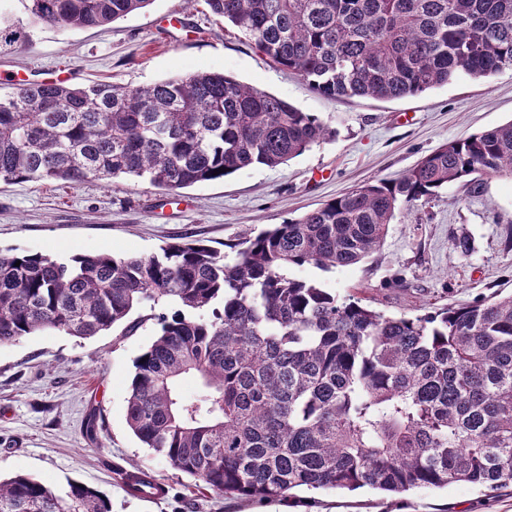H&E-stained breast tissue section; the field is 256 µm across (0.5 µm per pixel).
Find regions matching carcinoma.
I'll use <instances>...</instances> for the list:
<instances>
[{
    "label": "carcinoma",
    "mask_w": 512,
    "mask_h": 512,
    "mask_svg": "<svg viewBox=\"0 0 512 512\" xmlns=\"http://www.w3.org/2000/svg\"><path fill=\"white\" fill-rule=\"evenodd\" d=\"M29 24L108 25L153 0H20ZM273 64L330 98H407L512 71V0H205ZM29 41L0 16V48ZM332 134L318 116L221 73L129 88L32 85L0 94V182L146 180L168 194L277 167ZM224 171H219V168ZM512 177V121L448 141L395 180L363 184L220 250L59 259L0 249V345L55 330L90 338L138 309L159 333L135 362L126 423L210 494L401 496L453 483L512 486V293L389 315L289 275L378 252L396 216L450 184ZM198 380L185 399L179 381ZM133 495L147 471L116 468ZM0 512H112L79 481L0 479Z\"/></svg>",
    "instance_id": "cac0c4a2"
}]
</instances>
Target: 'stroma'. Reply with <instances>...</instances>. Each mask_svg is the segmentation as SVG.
<instances>
[{"mask_svg": "<svg viewBox=\"0 0 512 512\" xmlns=\"http://www.w3.org/2000/svg\"><path fill=\"white\" fill-rule=\"evenodd\" d=\"M71 70L72 84L130 87L216 71L320 117L336 134L276 168L253 166L174 195L121 178L0 183V247L60 258L110 253L147 257L184 238L223 248L241 232L298 218L321 203L380 179L392 180L443 143L512 120V71L490 81L459 79L397 100L334 99L279 69L204 0H153L105 27L34 29L28 44L0 53V74ZM466 234L473 250L452 246ZM293 276L362 298L388 314L421 315L512 290V179L479 189L454 183L425 207L397 215L381 250L329 272ZM155 321L81 339L44 331L0 346V475L28 474L59 488L74 479L103 492L112 512H512V486L421 488L400 503L365 488L302 491L299 501L198 498L193 478L143 448L126 424L134 361L154 341ZM100 412L96 441L86 437ZM149 470L166 496L129 495L115 467Z\"/></svg>", "mask_w": 512, "mask_h": 512, "instance_id": "obj_1", "label": "stroma"}]
</instances>
